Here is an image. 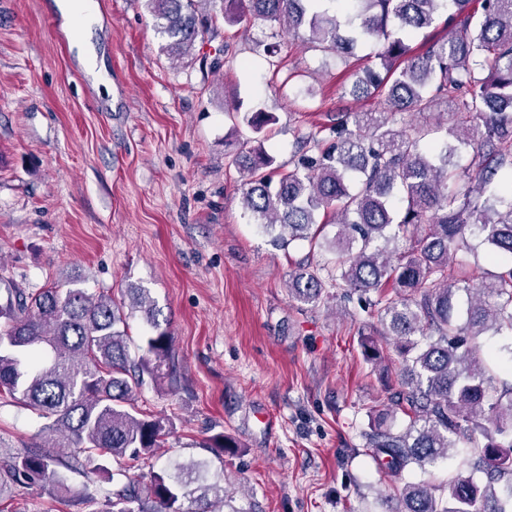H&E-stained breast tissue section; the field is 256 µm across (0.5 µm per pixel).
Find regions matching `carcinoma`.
I'll list each match as a JSON object with an SVG mask.
<instances>
[{"mask_svg": "<svg viewBox=\"0 0 512 512\" xmlns=\"http://www.w3.org/2000/svg\"><path fill=\"white\" fill-rule=\"evenodd\" d=\"M224 22L276 23L325 53L340 57L370 40L381 43L350 95L379 92L388 114L339 112L334 139L298 140L294 169L273 180L275 160L256 138L225 142L242 177L243 209L275 233L284 247L307 243L306 264L288 281L291 297L317 305L334 288L365 298L401 358L403 381L380 409H370L363 432L379 470L401 481L386 512H509L512 507V381L487 376L478 340L512 334V0H345L338 16L321 0H212ZM200 0H146L163 53L172 61L193 54L209 17ZM442 31L411 36L431 27ZM453 99L461 122L447 134L473 142L469 166L458 170L448 141L422 147L424 129L404 120L437 101ZM402 120L395 130L390 124ZM240 121L254 133L274 121L261 108ZM467 179L464 192L448 181ZM327 224L332 238L322 235ZM482 237L488 258L504 263L479 287L453 274V257L467 238ZM409 240L399 252L389 245ZM330 251L331 266L316 257ZM467 294L465 309L458 293ZM375 292L372 300L368 294ZM0 305V393L17 398L45 420L41 434L52 454L34 444L22 452L0 448V499L22 485L47 487L91 512H224L232 502L204 463L131 476L126 458H149L176 430L174 412L144 414L134 397L146 383L174 384L178 366L168 328L146 290L128 289L130 309L140 310L153 332L142 353L128 349L125 303L82 288H44L27 294L7 289ZM363 356L382 370L389 360L371 336H360ZM403 417L405 426L393 432ZM463 442L476 457L478 482L457 474L446 494L411 475L436 467ZM202 447L219 458L238 442L222 433ZM119 464L112 472L108 463ZM95 475L112 484L103 499L75 494L66 473Z\"/></svg>", "mask_w": 512, "mask_h": 512, "instance_id": "1", "label": "carcinoma"}]
</instances>
